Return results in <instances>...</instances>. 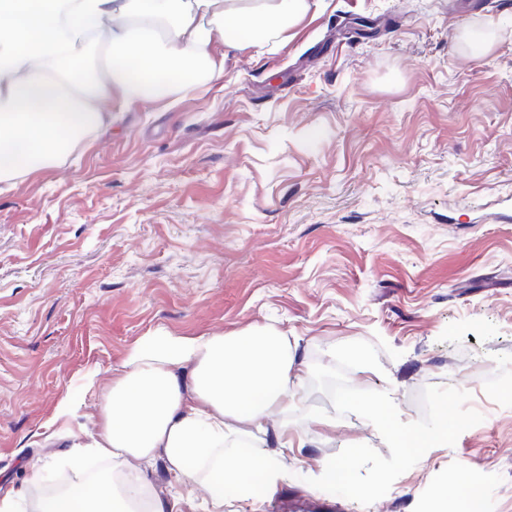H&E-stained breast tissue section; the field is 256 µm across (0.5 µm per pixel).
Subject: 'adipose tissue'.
Instances as JSON below:
<instances>
[{
    "instance_id": "ef3b65f1",
    "label": "adipose tissue",
    "mask_w": 512,
    "mask_h": 512,
    "mask_svg": "<svg viewBox=\"0 0 512 512\" xmlns=\"http://www.w3.org/2000/svg\"><path fill=\"white\" fill-rule=\"evenodd\" d=\"M0 0V180L36 171L105 123L109 112L171 98L221 74L210 51L276 39L307 0ZM287 337H145L112 372L92 429L72 434L63 491L32 512H178L155 495L148 470L164 458L177 484H202L208 512L224 491L280 474L258 453L295 381ZM242 444L225 454L229 439ZM93 457L120 469L88 481Z\"/></svg>"
}]
</instances>
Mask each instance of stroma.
I'll return each mask as SVG.
<instances>
[{"label":"stroma","mask_w":512,"mask_h":512,"mask_svg":"<svg viewBox=\"0 0 512 512\" xmlns=\"http://www.w3.org/2000/svg\"><path fill=\"white\" fill-rule=\"evenodd\" d=\"M491 40L482 59L456 40ZM223 57L218 77L113 113L50 166L0 181V495L63 473L47 435L100 406L145 336L287 337L303 388L281 476L257 512H430L461 501L512 512V0H309L280 39ZM383 340L380 369L348 383L388 392L403 421L426 387L453 386L484 417L429 449L369 506L318 490L351 444L389 449L373 424L331 410L310 379L333 346ZM150 479L181 512L201 486Z\"/></svg>","instance_id":"1"}]
</instances>
